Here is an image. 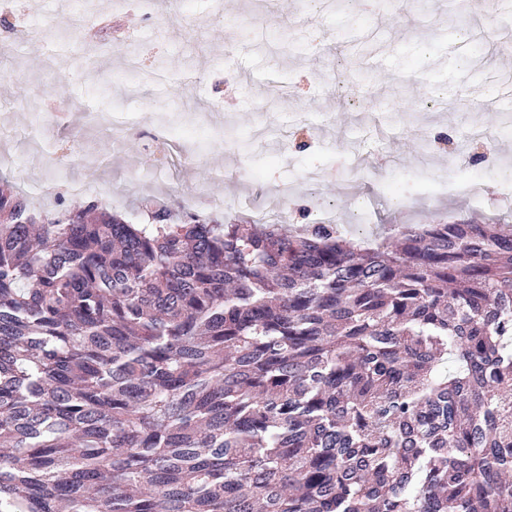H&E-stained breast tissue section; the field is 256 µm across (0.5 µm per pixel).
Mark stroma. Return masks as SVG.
<instances>
[{
  "label": "stroma",
  "instance_id": "obj_1",
  "mask_svg": "<svg viewBox=\"0 0 512 512\" xmlns=\"http://www.w3.org/2000/svg\"><path fill=\"white\" fill-rule=\"evenodd\" d=\"M264 14L251 0H0V182L39 213L95 201L132 224L162 207L224 224L263 213L370 240L394 224L512 222L499 168L512 137L493 119L512 99L486 82L512 69L497 0L357 15L266 0ZM478 81L491 111L469 103ZM369 112L398 121L378 131ZM29 125L41 152L24 145ZM440 127L454 150H436ZM471 177L480 197L440 194Z\"/></svg>",
  "mask_w": 512,
  "mask_h": 512
}]
</instances>
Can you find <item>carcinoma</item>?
<instances>
[{
  "label": "carcinoma",
  "instance_id": "cac0c4a2",
  "mask_svg": "<svg viewBox=\"0 0 512 512\" xmlns=\"http://www.w3.org/2000/svg\"><path fill=\"white\" fill-rule=\"evenodd\" d=\"M129 224L0 187V512H512V225Z\"/></svg>",
  "mask_w": 512,
  "mask_h": 512
}]
</instances>
